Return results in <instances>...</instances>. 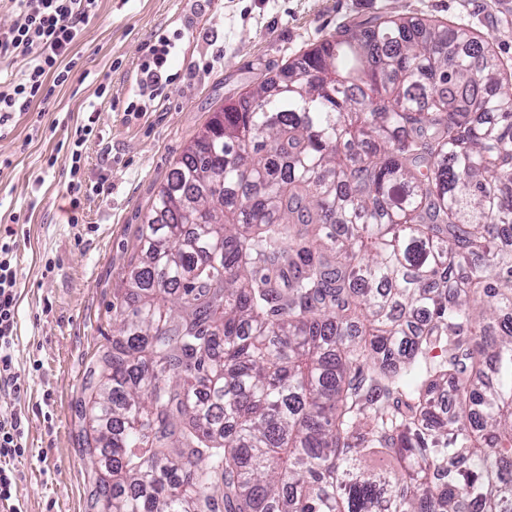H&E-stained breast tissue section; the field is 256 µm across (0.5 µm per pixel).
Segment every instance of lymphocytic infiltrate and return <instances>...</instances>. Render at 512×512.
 <instances>
[{
    "instance_id": "f902f5d3",
    "label": "lymphocytic infiltrate",
    "mask_w": 512,
    "mask_h": 512,
    "mask_svg": "<svg viewBox=\"0 0 512 512\" xmlns=\"http://www.w3.org/2000/svg\"><path fill=\"white\" fill-rule=\"evenodd\" d=\"M16 19L0 30V61L25 58L21 80L0 84V136L10 133L16 116L44 100L47 83L64 84L76 65L71 50L97 15L98 0H8ZM0 232V382L16 383L13 344L18 314V266L11 239Z\"/></svg>"
}]
</instances>
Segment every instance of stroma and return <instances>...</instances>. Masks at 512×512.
Listing matches in <instances>:
<instances>
[{
	"instance_id": "stroma-1",
	"label": "stroma",
	"mask_w": 512,
	"mask_h": 512,
	"mask_svg": "<svg viewBox=\"0 0 512 512\" xmlns=\"http://www.w3.org/2000/svg\"><path fill=\"white\" fill-rule=\"evenodd\" d=\"M391 16L471 30L512 59V12L501 0H99L74 45L68 81L0 137V161L8 163L0 170V226L16 230L21 386H0V413L20 415L27 446L24 456L0 462L17 477L0 512H96V473L76 403L113 334L112 306L124 294L143 214L185 147L213 112L336 28ZM162 34L176 38L171 80L156 98L136 96L138 68ZM88 123L94 134L82 147L83 189L75 194L68 158L77 128ZM100 181L106 192L90 193Z\"/></svg>"
}]
</instances>
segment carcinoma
Masks as SVG:
<instances>
[{"instance_id":"cac0c4a2","label":"carcinoma","mask_w":512,"mask_h":512,"mask_svg":"<svg viewBox=\"0 0 512 512\" xmlns=\"http://www.w3.org/2000/svg\"><path fill=\"white\" fill-rule=\"evenodd\" d=\"M81 413L99 512H512V61L341 27L143 215Z\"/></svg>"}]
</instances>
